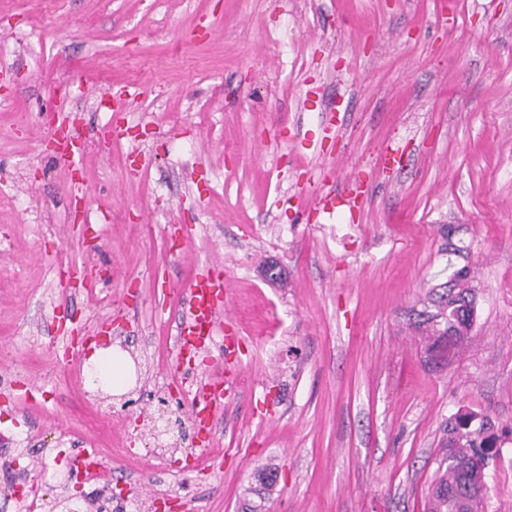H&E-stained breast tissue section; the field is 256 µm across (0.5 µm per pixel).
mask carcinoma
I'll use <instances>...</instances> for the list:
<instances>
[{
	"instance_id": "1",
	"label": "carcinoma",
	"mask_w": 512,
	"mask_h": 512,
	"mask_svg": "<svg viewBox=\"0 0 512 512\" xmlns=\"http://www.w3.org/2000/svg\"><path fill=\"white\" fill-rule=\"evenodd\" d=\"M440 287L443 293L435 301V311H422L419 316L427 324L432 347L442 357L453 356L469 338L475 297L464 269L453 272ZM511 436L495 433L488 416L469 409L451 415L439 451L443 470L430 490L427 512H486L487 497L476 493L488 488V474L474 468L473 460L483 454L493 457V449L502 447Z\"/></svg>"
}]
</instances>
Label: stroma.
Masks as SVG:
<instances>
[{
    "instance_id": "1",
    "label": "stroma",
    "mask_w": 512,
    "mask_h": 512,
    "mask_svg": "<svg viewBox=\"0 0 512 512\" xmlns=\"http://www.w3.org/2000/svg\"><path fill=\"white\" fill-rule=\"evenodd\" d=\"M0 0V373L42 386L25 423L0 396V480L57 485L55 428L103 439L138 512H427L449 416L512 429V0ZM140 91L125 97V88ZM340 104L336 125L326 111ZM69 113L95 141V249L73 230L75 175L46 144ZM358 176L368 198L309 208L314 179ZM233 282L225 334L239 374L212 446L156 401L176 362L193 266ZM106 270L63 293L68 264ZM475 288L470 338L434 357L415 311L448 264ZM104 318L102 347L140 379L97 390L92 347L40 332L51 314ZM206 453L195 470L185 459ZM271 469L276 481L257 480ZM487 512H512V443L487 469Z\"/></svg>"
}]
</instances>
